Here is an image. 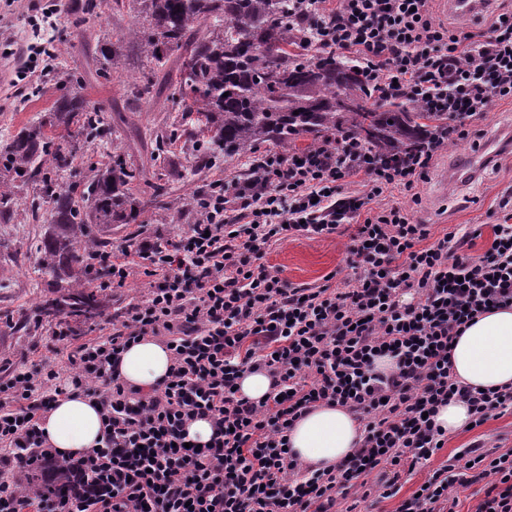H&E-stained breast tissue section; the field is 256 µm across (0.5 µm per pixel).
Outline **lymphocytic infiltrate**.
Segmentation results:
<instances>
[{"instance_id": "obj_1", "label": "lymphocytic infiltrate", "mask_w": 512, "mask_h": 512, "mask_svg": "<svg viewBox=\"0 0 512 512\" xmlns=\"http://www.w3.org/2000/svg\"><path fill=\"white\" fill-rule=\"evenodd\" d=\"M310 18L299 33L312 56L359 61L385 100L448 121L419 150L383 161L362 155L352 135L298 155L255 156L247 177L214 180L186 235L149 236L97 253L112 287L139 278L141 299L105 314L99 337L78 341L67 322L71 371L50 359L0 381V512H332L338 499L367 500L373 473L391 497L404 470L430 467L397 512H456L457 488L482 485L474 512H512V448L459 449L431 462L447 435L439 406L456 400L470 428L512 413V388L479 390L453 379L448 356L462 327L512 305V224L494 227L478 259L460 256L470 233L430 239L393 206L356 224L385 191H412L436 157L466 139L473 122L512 101V0H492L477 30L437 22L433 0H294ZM360 177L362 192H345ZM355 224L349 277L340 286L293 287L268 272L267 249L290 236H330ZM414 291L403 305L400 293ZM171 354L150 391L126 386L118 355L145 338ZM391 371L378 369L382 358ZM270 378L266 399L239 394L250 371ZM82 394L100 408L95 448L64 457L43 422L60 397ZM320 403L355 415L361 440L329 469L287 450L294 423ZM209 420L212 437L189 441L186 425ZM63 495L50 488L58 467Z\"/></svg>"}]
</instances>
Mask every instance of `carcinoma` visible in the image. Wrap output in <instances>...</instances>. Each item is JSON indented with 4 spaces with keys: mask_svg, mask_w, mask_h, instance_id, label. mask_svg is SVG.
I'll use <instances>...</instances> for the list:
<instances>
[{
    "mask_svg": "<svg viewBox=\"0 0 512 512\" xmlns=\"http://www.w3.org/2000/svg\"><path fill=\"white\" fill-rule=\"evenodd\" d=\"M140 9L114 42L100 51L99 72L128 49L162 69L169 51L180 52L179 90L187 99L182 120L196 117L208 138L202 154L232 159L251 153L261 141L290 146L307 136L310 152L329 135L349 132L376 158L386 160L424 145L447 122L437 112H412L400 102L363 101L375 91L348 59L290 57L297 28L289 25L292 0H135ZM120 0H83L81 18L102 19ZM299 114H294V111ZM102 110L69 91L55 102L50 120L32 124L0 143V220L10 219L17 184L40 186L49 215L40 266L52 277L64 275L65 292L45 303L41 315L91 319L101 312L87 286V261L102 248L93 227L129 224L139 206L131 184L139 173L119 158L97 170L81 188L64 184L80 144L107 137Z\"/></svg>",
    "mask_w": 512,
    "mask_h": 512,
    "instance_id": "cac0c4a2",
    "label": "carcinoma"
}]
</instances>
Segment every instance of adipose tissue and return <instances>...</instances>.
Returning <instances> with one entry per match:
<instances>
[{
	"label": "adipose tissue",
	"mask_w": 512,
	"mask_h": 512,
	"mask_svg": "<svg viewBox=\"0 0 512 512\" xmlns=\"http://www.w3.org/2000/svg\"><path fill=\"white\" fill-rule=\"evenodd\" d=\"M169 352L152 339L125 350L118 372L129 386L149 391L169 372ZM448 366L454 379L476 388L512 387V306L478 316L452 345ZM50 445L61 453L93 448L102 431L95 402L86 396L60 399L45 421ZM360 426L339 405L318 404L288 434L292 455L313 468L333 466L347 458L360 440Z\"/></svg>",
	"instance_id": "adipose-tissue-1"
}]
</instances>
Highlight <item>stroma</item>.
Wrapping results in <instances>:
<instances>
[{
	"instance_id": "obj_1",
	"label": "stroma",
	"mask_w": 512,
	"mask_h": 512,
	"mask_svg": "<svg viewBox=\"0 0 512 512\" xmlns=\"http://www.w3.org/2000/svg\"><path fill=\"white\" fill-rule=\"evenodd\" d=\"M78 2L60 0L49 34L54 46L65 49L67 71L83 77L76 92L90 105L105 111L113 133L110 140L81 148L66 179L76 181L89 171L104 168L112 161L113 144L122 145L121 158L126 166L146 169L144 177L134 184L139 212L135 223L99 228L96 236L111 250L134 241L142 233L162 241L178 239L194 221L189 193H206L210 182L221 175L246 176L252 159L219 155L200 168H192L190 158L196 139L186 132L166 145L158 162H149L144 143L170 131L184 110L185 102L174 86L179 75L169 71L173 86L157 100L136 99L131 94L134 86L155 78L150 65L136 57H121L111 75H96L100 44L114 40L128 26L136 7L126 5L108 21L78 24L73 18ZM41 20L33 0H0V142L27 125L48 119L63 91L52 77L40 74L19 80L14 75L12 52L31 40L32 30ZM500 134H512L510 101L498 102L472 126L468 139L436 156L427 178L416 185L418 203H411L407 192L388 191L372 203V210L378 212L394 205L408 207L412 222L429 225L435 238L460 229L471 232L473 238L463 253L470 257L481 255L493 240L494 226L507 218L501 202L512 195V145L504 146L474 174L462 172L460 165ZM162 182L168 192L160 196L155 187ZM16 196L13 219L0 223V368L14 366L19 355L25 353L34 360L54 358L59 372L66 375L70 372L66 356L56 353L52 343L55 324L40 314L41 305L58 294L53 278L40 272L39 248L48 226L31 217L32 207L39 202L33 186L19 185ZM350 243L351 233L347 230L330 237L293 236L271 246L264 262L271 272L294 285L317 286L329 273L347 276ZM479 439L490 446L512 448V415L493 417L481 427L449 436L436 454L434 466L446 464L458 449Z\"/></svg>"
}]
</instances>
